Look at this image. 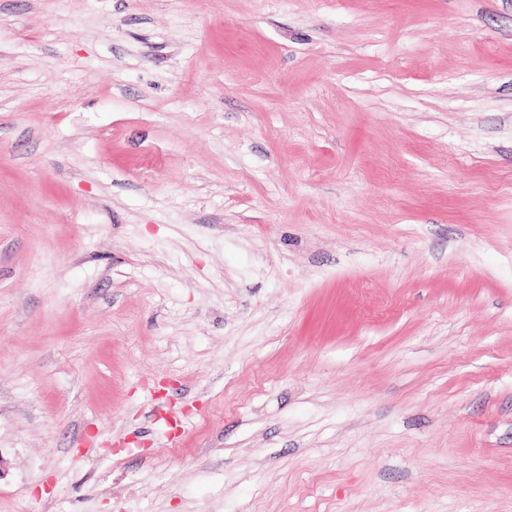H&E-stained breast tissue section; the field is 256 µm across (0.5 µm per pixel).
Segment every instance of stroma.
Returning <instances> with one entry per match:
<instances>
[{"instance_id": "1", "label": "stroma", "mask_w": 512, "mask_h": 512, "mask_svg": "<svg viewBox=\"0 0 512 512\" xmlns=\"http://www.w3.org/2000/svg\"><path fill=\"white\" fill-rule=\"evenodd\" d=\"M0 512H512V0H0Z\"/></svg>"}]
</instances>
